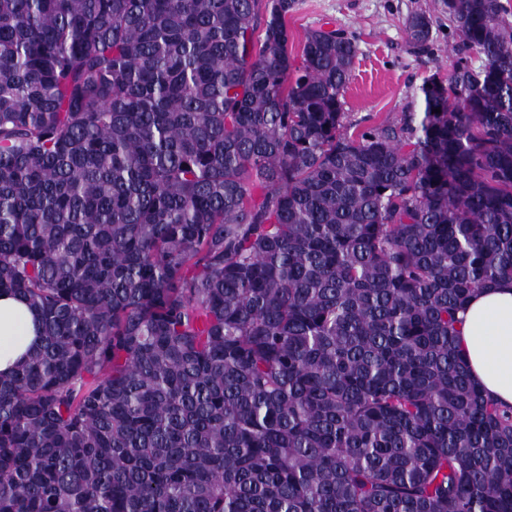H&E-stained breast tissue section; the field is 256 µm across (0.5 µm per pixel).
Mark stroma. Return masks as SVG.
I'll return each mask as SVG.
<instances>
[{
	"label": "stroma",
	"mask_w": 512,
	"mask_h": 512,
	"mask_svg": "<svg viewBox=\"0 0 512 512\" xmlns=\"http://www.w3.org/2000/svg\"><path fill=\"white\" fill-rule=\"evenodd\" d=\"M419 10L433 20V40L425 49L414 47L405 30L408 15ZM326 22L357 46L345 109L362 128L417 106L423 80L437 71L448 73L455 59L451 47L458 38L444 0H299L288 17L292 54L300 55L308 29Z\"/></svg>",
	"instance_id": "stroma-1"
}]
</instances>
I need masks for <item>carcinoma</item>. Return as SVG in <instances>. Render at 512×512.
Returning a JSON list of instances; mask_svg holds the SVG:
<instances>
[{
  "label": "carcinoma",
  "instance_id": "1",
  "mask_svg": "<svg viewBox=\"0 0 512 512\" xmlns=\"http://www.w3.org/2000/svg\"><path fill=\"white\" fill-rule=\"evenodd\" d=\"M445 5L452 69L359 131L297 0H0V292L41 324L0 512H512L456 350L512 279V9Z\"/></svg>",
  "mask_w": 512,
  "mask_h": 512
}]
</instances>
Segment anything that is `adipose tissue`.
<instances>
[{
  "instance_id": "obj_1",
  "label": "adipose tissue",
  "mask_w": 512,
  "mask_h": 512,
  "mask_svg": "<svg viewBox=\"0 0 512 512\" xmlns=\"http://www.w3.org/2000/svg\"><path fill=\"white\" fill-rule=\"evenodd\" d=\"M457 348L472 382L512 405V280L477 290L459 314ZM40 342L39 317L20 297L0 294V373L13 372Z\"/></svg>"
}]
</instances>
